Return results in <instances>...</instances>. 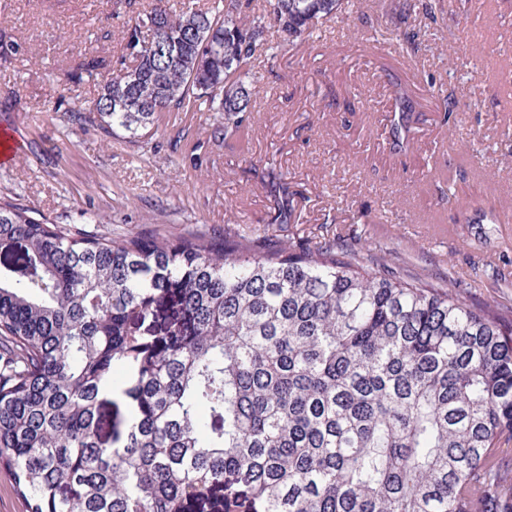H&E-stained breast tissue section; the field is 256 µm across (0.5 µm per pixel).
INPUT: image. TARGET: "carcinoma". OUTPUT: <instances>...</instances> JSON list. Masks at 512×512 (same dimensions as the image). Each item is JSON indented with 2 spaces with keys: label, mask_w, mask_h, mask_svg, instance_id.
I'll list each match as a JSON object with an SVG mask.
<instances>
[{
  "label": "carcinoma",
  "mask_w": 512,
  "mask_h": 512,
  "mask_svg": "<svg viewBox=\"0 0 512 512\" xmlns=\"http://www.w3.org/2000/svg\"><path fill=\"white\" fill-rule=\"evenodd\" d=\"M264 2L158 0L49 111L96 80L73 118L108 136L204 102L235 135L265 18L302 39L345 0ZM26 52L0 35V63ZM384 268L339 238L116 241L0 200V468L27 512H512V311Z\"/></svg>",
  "instance_id": "1"
}]
</instances>
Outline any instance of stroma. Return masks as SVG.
<instances>
[{
    "mask_svg": "<svg viewBox=\"0 0 512 512\" xmlns=\"http://www.w3.org/2000/svg\"><path fill=\"white\" fill-rule=\"evenodd\" d=\"M128 18L116 0H0V31L29 47L0 66V134L20 145L0 198L114 240L359 236L398 271L512 309V0H349L293 46L267 26L243 135L214 140L224 115L205 107L162 114L140 145L73 121L94 81L47 109L73 59L119 52ZM283 194L292 216L275 224ZM97 214L105 223L90 225Z\"/></svg>",
    "mask_w": 512,
    "mask_h": 512,
    "instance_id": "35a3bbf8",
    "label": "stroma"
}]
</instances>
